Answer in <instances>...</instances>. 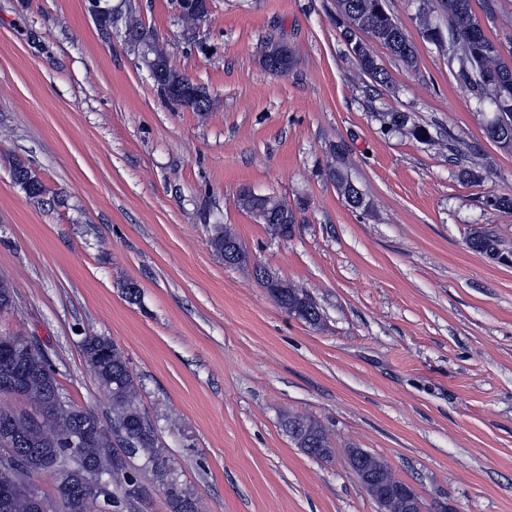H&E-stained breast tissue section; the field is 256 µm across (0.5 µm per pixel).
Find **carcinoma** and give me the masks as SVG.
Returning a JSON list of instances; mask_svg holds the SVG:
<instances>
[{"label":"carcinoma","instance_id":"carcinoma-1","mask_svg":"<svg viewBox=\"0 0 512 512\" xmlns=\"http://www.w3.org/2000/svg\"><path fill=\"white\" fill-rule=\"evenodd\" d=\"M182 19L196 23L210 13V0H179ZM436 9L445 15L447 24L424 21L422 36L448 50V62L457 66L456 76L476 95L492 103L501 100L510 107L497 111L495 119L486 126L491 141L512 144V66L501 62L498 46L486 36L472 8V0H437ZM336 25L359 68L373 83L386 87L391 78L368 48L364 37L383 45L403 64L417 63V49L406 32L387 12L385 0H336ZM126 27L142 35L141 45L146 52V64L158 75V89L172 103L195 112H207L212 101L206 91L172 68L166 53L139 19L130 15ZM265 64L275 74L288 71V47L272 44L268 47ZM384 128L389 132L406 133L413 139L431 143L441 138L454 142L450 130L439 131L434 124H423L407 112H385ZM454 155L457 176L471 182L479 174L465 164L463 151L450 148ZM14 183L31 199L42 200L46 188L37 172L17 160L11 168ZM330 177L345 202L357 209L364 205L363 193L339 170ZM240 205L253 214L268 232L286 240L293 234L297 221L294 209L285 200L245 192ZM214 252L231 266L248 263L249 254L236 236L216 224L210 237ZM470 248L491 259L505 258L500 239L487 228H476L469 237ZM254 275L267 288L282 309L309 323L320 319L317 306L306 295L286 282L278 280L266 268L254 266ZM85 362L99 384L108 393L112 408L107 421L93 411L72 404L59 391L56 371L43 348L30 351L13 336H0V384L13 386L10 394L27 398L37 407L39 420L32 421L24 412L0 411V449L12 446L30 476L50 473L56 479L57 497L42 495L37 484L32 493L40 498L36 503L26 493L16 489L12 474L0 469V512H128L131 501L143 504L150 488L131 464V459L145 460L153 480L166 487L171 512H197L195 500L168 481L169 459L157 441L156 428L139 402L137 376L124 353L105 336L89 335L81 341ZM285 428L296 446L307 455L330 461L335 456L326 430L317 422L290 417ZM77 431L83 433L82 447H70L69 439ZM351 471L367 493L377 502L400 507V491L406 483L395 478L381 459L366 452L348 456ZM96 465L112 472V496L101 500L98 489L86 479V466ZM377 482L368 484L367 477Z\"/></svg>","mask_w":512,"mask_h":512}]
</instances>
